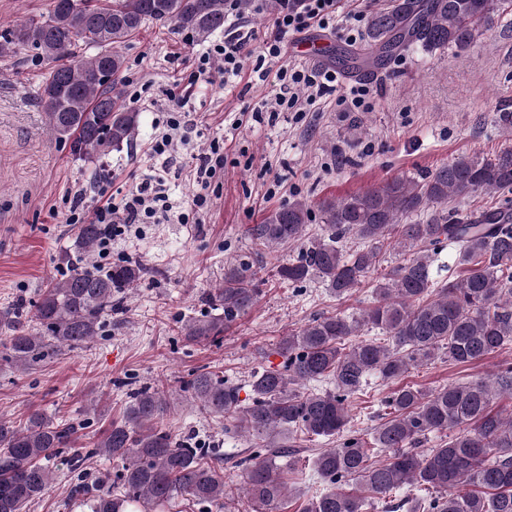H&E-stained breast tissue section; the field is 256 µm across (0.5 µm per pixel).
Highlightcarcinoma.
Masks as SVG:
<instances>
[{
	"mask_svg": "<svg viewBox=\"0 0 512 512\" xmlns=\"http://www.w3.org/2000/svg\"><path fill=\"white\" fill-rule=\"evenodd\" d=\"M512 0H395L371 15L369 46L394 52L418 43L429 49L468 47L494 12ZM224 0H52L47 15L30 18L3 35L0 55L30 46L54 66L42 85L40 104L49 133L71 141V153L92 158L119 150L134 139L139 113L119 104L124 57L119 48L153 23L175 24L204 41L224 29ZM84 47H97L86 56ZM512 191V146L490 157L459 155L415 180L395 177L344 198H324L320 238L310 240L292 261L279 266L278 280L290 285L322 281L338 298L367 283L373 306L358 316L313 318L279 343L278 368L260 367L241 387L217 372L203 371L184 391L211 414L224 418V436L259 440L242 461L243 482L224 483L218 464L193 442L162 427L171 402L150 386L130 393L120 420L93 443L91 456L122 461L115 479L88 480L80 472L73 495L86 512L150 510L186 496L194 506L235 504L246 498L251 512H283L290 490L272 455L286 437L310 441L343 432L348 399L367 394L373 378L395 380L409 369L448 354L456 364L484 360L512 343V210L457 205L480 195ZM415 221H410V218ZM310 205L303 200L267 213L248 228L259 254L305 238ZM98 224H81L70 271L46 282L28 307L0 310L5 360L21 370L45 353L78 348L99 334L112 312L141 281L142 264L101 266L95 252ZM415 249L393 267H381L384 248ZM451 247L463 275L439 281L433 265ZM260 295L248 264L232 265L205 300L224 310L221 319L185 324L191 342L218 343L224 331ZM364 330H378L388 343L354 342ZM512 397V362L491 377L432 390L401 386L385 397L388 419L372 439L354 435L321 451L314 471L335 485L305 501L297 512H369L374 500H388L409 485L425 496L403 498L406 512H512V413L493 410ZM75 425L33 410L25 427L0 421V512H26L53 482L49 464L73 448ZM437 443L424 447L430 438Z\"/></svg>",
	"mask_w": 512,
	"mask_h": 512,
	"instance_id": "carcinoma-1",
	"label": "carcinoma"
}]
</instances>
